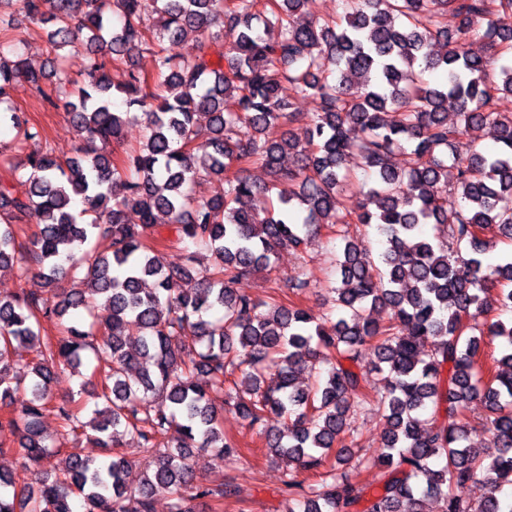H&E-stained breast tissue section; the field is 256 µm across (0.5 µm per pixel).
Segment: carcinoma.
I'll return each mask as SVG.
<instances>
[{
    "instance_id": "carcinoma-1",
    "label": "carcinoma",
    "mask_w": 512,
    "mask_h": 512,
    "mask_svg": "<svg viewBox=\"0 0 512 512\" xmlns=\"http://www.w3.org/2000/svg\"><path fill=\"white\" fill-rule=\"evenodd\" d=\"M341 2L339 20L298 24L308 0L263 8L258 0H0V10L51 26L56 49L85 46L79 82L57 58L48 73L29 69L0 37V127L15 130L21 150L34 145L20 161L0 160L10 173L0 180V266L47 286L0 296L1 404L21 384L15 351L35 353L25 364L29 399L0 432L10 431L35 463L56 445L41 425L52 412L66 434L103 450L97 459L70 455L58 474L31 482L0 469V512H153L160 493L171 512H202L203 501L235 489L196 481L189 457L212 449L228 464L242 458L224 437L219 399L285 467L283 512H426L427 499L441 512H512L501 498L512 488V318L483 320L512 313V255L493 253L498 241L512 242V210L501 206L512 198V113L492 109L499 95L512 97V63L490 82L486 61L467 48L480 37L512 50V28L488 21L512 0ZM148 10L162 18L151 36L140 27ZM449 12L459 19L453 32L440 22ZM191 36L200 39L195 52H166L164 44ZM144 50L151 72L137 66ZM428 72L441 83L425 81ZM51 77L57 91L75 87L63 107L82 142L66 161L1 107L20 78L52 100L43 89ZM296 97L314 102L303 121ZM139 111L142 142L120 156L107 152ZM202 113L210 116L204 131ZM485 129L494 149L457 154L462 136ZM354 152L364 180L347 168ZM253 163L269 182L250 180ZM450 168L463 202L451 211L441 197ZM197 180L214 183L212 194L193 196ZM260 195L269 202L262 213ZM130 210L141 223L127 222ZM159 214L175 229L170 246L189 250L188 263L168 265L148 245ZM29 221L38 230L23 246L16 226ZM353 222L382 237L377 261L350 238ZM323 229L343 242L337 318L237 288L270 268L279 249L304 254ZM97 234L110 252L90 247ZM196 274L198 288L184 291ZM97 306L110 311L105 324L79 317ZM375 307L392 317L374 322ZM214 309L222 315L212 320ZM52 317L70 325L41 335V320ZM487 338L498 356L485 374ZM367 345L369 366L360 361ZM88 352L100 382L84 421L86 384L59 402L51 383ZM305 368L317 371L312 387L298 381ZM372 371L384 383L373 400L364 393ZM475 400L485 408L477 426L468 414ZM367 405L385 429L376 457L358 447L351 424ZM479 428L497 448L491 459L471 443ZM128 433L137 440L130 450L122 447ZM141 452L148 457L133 488L126 475ZM368 467L380 468L377 482L359 480ZM480 477L488 491L475 505L463 490Z\"/></svg>"
}]
</instances>
